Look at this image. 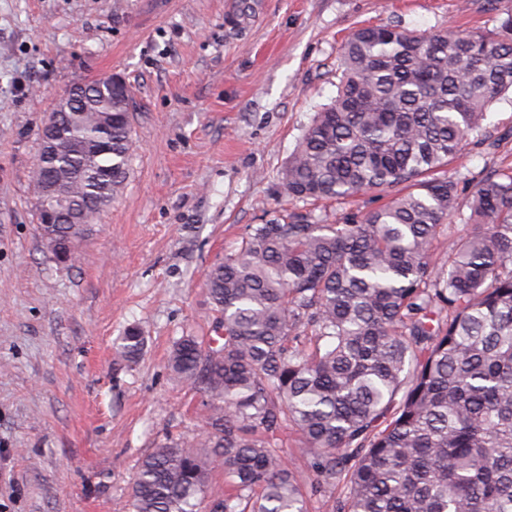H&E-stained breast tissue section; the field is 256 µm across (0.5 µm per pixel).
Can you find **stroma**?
Masks as SVG:
<instances>
[{"label":"stroma","mask_w":512,"mask_h":512,"mask_svg":"<svg viewBox=\"0 0 512 512\" xmlns=\"http://www.w3.org/2000/svg\"><path fill=\"white\" fill-rule=\"evenodd\" d=\"M512 0H0V512H129L141 459L197 433L199 392L167 367L178 338L208 334L207 270L283 212L323 223L374 194L283 196L281 170L337 94L342 41L362 26L496 29ZM132 87L135 152L121 195L53 262L36 222L38 133L67 87ZM449 166L450 222L473 184L512 171V91ZM131 327L146 338L129 362Z\"/></svg>","instance_id":"obj_1"}]
</instances>
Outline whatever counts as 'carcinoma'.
<instances>
[{"mask_svg":"<svg viewBox=\"0 0 512 512\" xmlns=\"http://www.w3.org/2000/svg\"><path fill=\"white\" fill-rule=\"evenodd\" d=\"M332 104L281 173L293 200L387 201L340 224L294 215L249 229L206 275L213 328L169 353L207 399L200 436L168 439L139 464L132 512H306L301 475L275 447L286 425L331 483L337 512H512V173L472 188L467 233L432 242L457 210L443 174L493 100L512 88V13L495 33L399 25L355 30ZM132 92L82 91L60 120L64 149L40 164L82 223L38 224L77 262V244L125 187ZM144 337L131 329L121 356Z\"/></svg>","mask_w":512,"mask_h":512,"instance_id":"cac0c4a2","label":"carcinoma"}]
</instances>
